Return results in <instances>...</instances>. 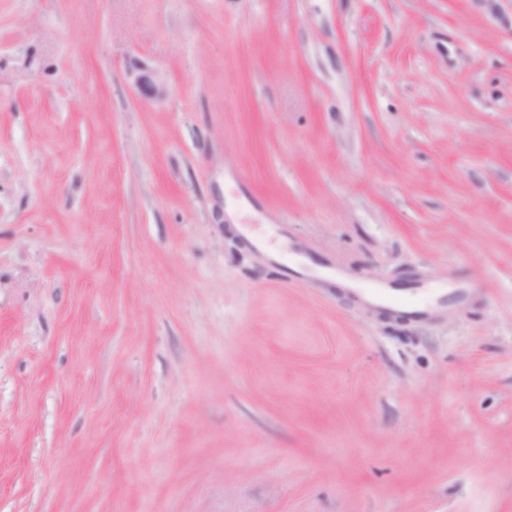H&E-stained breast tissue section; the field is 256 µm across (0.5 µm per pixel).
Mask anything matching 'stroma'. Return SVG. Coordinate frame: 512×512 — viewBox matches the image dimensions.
<instances>
[{"label":"stroma","instance_id":"1","mask_svg":"<svg viewBox=\"0 0 512 512\" xmlns=\"http://www.w3.org/2000/svg\"><path fill=\"white\" fill-rule=\"evenodd\" d=\"M0 512H512V0H0ZM127 74L142 100L154 102L166 97L168 93L166 81L147 66L132 64L128 67Z\"/></svg>","mask_w":512,"mask_h":512}]
</instances>
